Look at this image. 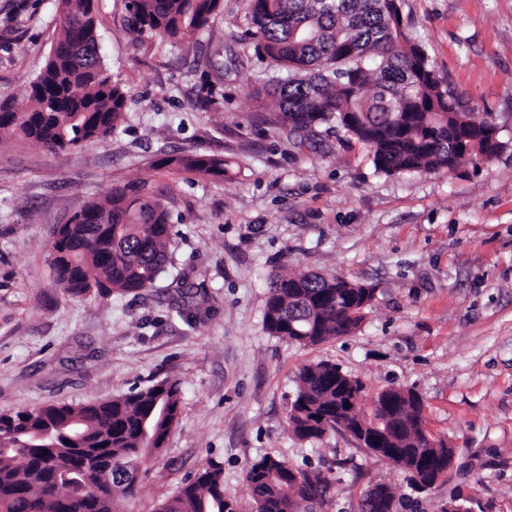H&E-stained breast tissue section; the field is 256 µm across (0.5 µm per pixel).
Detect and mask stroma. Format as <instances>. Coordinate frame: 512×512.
Wrapping results in <instances>:
<instances>
[{
  "label": "stroma",
  "mask_w": 512,
  "mask_h": 512,
  "mask_svg": "<svg viewBox=\"0 0 512 512\" xmlns=\"http://www.w3.org/2000/svg\"><path fill=\"white\" fill-rule=\"evenodd\" d=\"M126 0H98L102 55L130 93L111 138L54 155L0 140V413L87 404L170 378L181 408L134 497L117 512H155L208 462L224 493L252 512L245 475L262 456L318 469L322 512H362L382 482L400 512H512V0H401L410 37L436 73L492 121L503 148L460 172H377L356 140L300 139L257 104L264 66L229 36L243 0H223L215 23L176 45L127 28ZM56 0H0V92L24 100L57 40ZM218 54L228 73L217 103L197 109ZM231 161L224 178L160 170L161 153ZM147 181L164 197L175 270L203 291L179 312L171 275L125 295L72 298L51 270L53 232L89 199ZM314 271L374 288L358 329L316 346L269 335V275ZM335 363L366 397L414 389L425 428L455 450L449 481L418 492L389 461L331 432L301 441L287 413L302 366Z\"/></svg>",
  "instance_id": "1"
}]
</instances>
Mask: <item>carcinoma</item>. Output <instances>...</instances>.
<instances>
[{"label":"carcinoma","instance_id":"cac0c4a2","mask_svg":"<svg viewBox=\"0 0 512 512\" xmlns=\"http://www.w3.org/2000/svg\"><path fill=\"white\" fill-rule=\"evenodd\" d=\"M130 30L163 41L190 42L218 14L220 0H135L126 6ZM58 48L30 86L27 102L0 93V139L19 136L53 154L77 151L112 136L124 120L129 95L113 79L98 41L91 0H58ZM246 28L234 40L288 78L255 91L277 99L278 123L292 130L324 125L362 143L377 171H460L484 154L497 155L482 137L464 96L435 73L428 52L411 41L394 0H245ZM229 161L204 153L166 154L169 168L222 177ZM170 214L145 182L119 184L55 228L51 267L67 295L95 290L126 294L155 285L171 263ZM374 289L358 282L300 271L270 277L264 310L267 331L301 346L355 332ZM352 397L364 386L338 365L304 366L288 411L299 440L353 431L366 412L336 406V389ZM376 399L385 427L399 435L409 473L437 460L417 426L413 406L397 391ZM181 404L179 382L165 378L141 390L84 405H47L0 414V512H115L135 495L139 474L166 442ZM291 465L272 456L246 471L253 512H313L325 503L328 482L317 470L289 484ZM121 477L107 491L102 475ZM156 512H236L224 497V470L211 462L185 480Z\"/></svg>","mask_w":512,"mask_h":512}]
</instances>
